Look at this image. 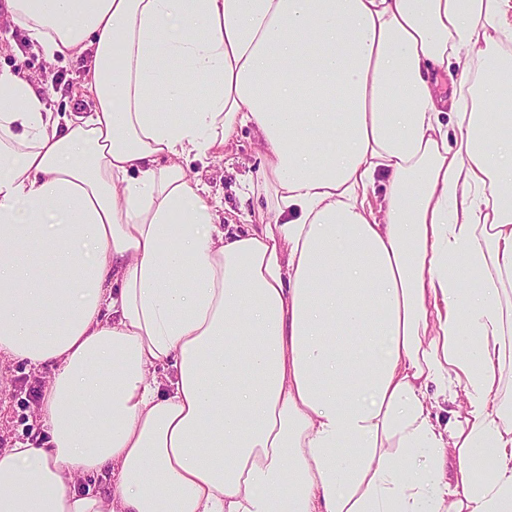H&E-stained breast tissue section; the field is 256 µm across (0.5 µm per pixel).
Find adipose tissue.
<instances>
[{"label":"adipose tissue","instance_id":"obj_1","mask_svg":"<svg viewBox=\"0 0 512 512\" xmlns=\"http://www.w3.org/2000/svg\"><path fill=\"white\" fill-rule=\"evenodd\" d=\"M0 7L93 100L0 69V362L57 366L0 512H512V0ZM248 124L230 234L186 163Z\"/></svg>","mask_w":512,"mask_h":512}]
</instances>
